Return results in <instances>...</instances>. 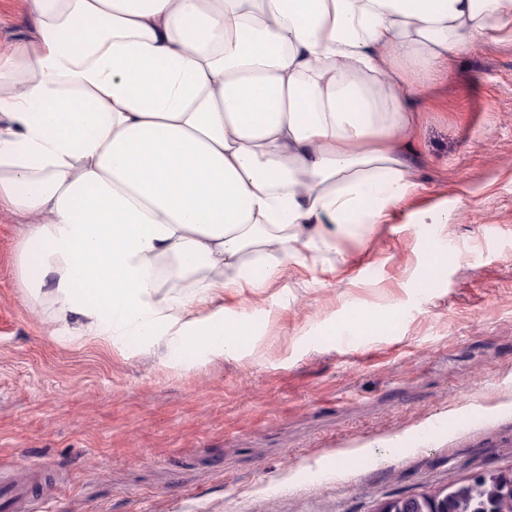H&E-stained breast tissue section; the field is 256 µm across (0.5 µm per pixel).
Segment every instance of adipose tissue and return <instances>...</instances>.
Masks as SVG:
<instances>
[{
	"label": "adipose tissue",
	"mask_w": 512,
	"mask_h": 512,
	"mask_svg": "<svg viewBox=\"0 0 512 512\" xmlns=\"http://www.w3.org/2000/svg\"><path fill=\"white\" fill-rule=\"evenodd\" d=\"M0 55V210L17 285L71 339L203 365L246 355L286 261L365 241L419 185L413 90L512 0H22ZM351 308L354 336L401 320ZM418 429L337 464L408 451Z\"/></svg>",
	"instance_id": "obj_1"
}]
</instances>
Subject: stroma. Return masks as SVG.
<instances>
[{
  "label": "stroma",
  "instance_id": "35a3bbf8",
  "mask_svg": "<svg viewBox=\"0 0 512 512\" xmlns=\"http://www.w3.org/2000/svg\"><path fill=\"white\" fill-rule=\"evenodd\" d=\"M413 213L447 203L442 238L405 216L365 242L288 262L261 296L250 355L164 366L56 334L52 307L16 286L24 226L0 213V481L48 512H377L474 474H512V39L450 54L414 92ZM437 247L465 256L440 288L416 282ZM402 304L404 322L350 341L327 324L350 305ZM478 407L483 420L402 457L334 453Z\"/></svg>",
  "mask_w": 512,
  "mask_h": 512
}]
</instances>
